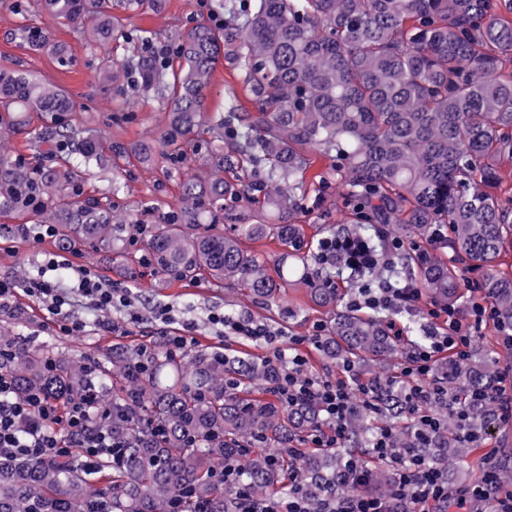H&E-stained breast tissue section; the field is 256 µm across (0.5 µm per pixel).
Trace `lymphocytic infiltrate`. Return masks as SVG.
<instances>
[{
    "mask_svg": "<svg viewBox=\"0 0 512 512\" xmlns=\"http://www.w3.org/2000/svg\"><path fill=\"white\" fill-rule=\"evenodd\" d=\"M404 246L400 239L379 234L371 239L359 234H336L321 240L317 259L320 264L341 268L350 275L363 276L391 267ZM64 261L57 254H45L41 272L28 278L25 293L47 303L56 318V328L64 336H83L88 330L108 331L114 328V315L135 322L140 315L132 310L127 288L103 285L89 267L78 269L70 286L54 279V271L63 269ZM87 299L96 312L94 321L74 317L71 313L76 299ZM422 292L416 282H392L382 278L358 286L348 298L356 310L369 309L388 314L416 312ZM423 342L407 347L400 362V375L385 381H365L352 364H344L340 377L322 378L311 374L302 353L304 344H319L323 325L313 327L310 336H293L287 347L274 351L280 370L275 393L283 402L295 405L315 403L323 416V424L311 434L308 444L313 448L342 447L348 433V418L356 409L377 413L384 391L398 388L401 401L413 418V447L399 449L391 427L381 426L372 435L369 452L372 458L391 462L394 480L387 493L369 491L371 473L362 459L347 460L346 467L357 493L348 498L324 501L313 507L304 496L297 473L288 477V491L267 502L253 506L252 512H473L475 502L486 503V512H512V493L501 494L496 464H488L480 485L452 492L448 479L434 469L419 449L440 429L443 415L452 416L463 429V440L474 448L490 441L489 432H470L465 400L450 386L449 376L439 374L438 356L447 352L455 359L468 358L474 343V332L490 318L489 308L472 300L468 314L447 304L428 312ZM89 396L71 401L67 409L46 395L35 394L18 399L10 377L0 374V458L56 461L70 456L71 446L82 450L85 467H93L103 458L118 460L112 431L105 422L94 421Z\"/></svg>",
    "mask_w": 512,
    "mask_h": 512,
    "instance_id": "lymphocytic-infiltrate-1",
    "label": "lymphocytic infiltrate"
}]
</instances>
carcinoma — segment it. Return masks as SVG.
Here are the masks:
<instances>
[{
	"label": "carcinoma",
	"instance_id": "1",
	"mask_svg": "<svg viewBox=\"0 0 512 512\" xmlns=\"http://www.w3.org/2000/svg\"><path fill=\"white\" fill-rule=\"evenodd\" d=\"M155 2L14 0L19 13L34 6L81 28L98 47L139 43L124 59L104 56L99 74L118 94L127 86L152 93L165 122L156 146L100 141L65 90L0 68V216L51 224L59 249L95 243L119 252L127 267L136 257L120 244L142 238L158 273L243 288L268 309L290 286L334 309L338 289L309 276L300 216L319 211L337 185L351 224H385L423 244L435 225H446L452 261L422 247L409 255L420 286L455 303L463 272L482 271L478 288L493 307L494 328L512 330V0H214L223 24L200 22L170 36L176 68L152 50L153 31L124 24ZM22 37L60 65L72 63L42 29L26 26ZM221 58L237 72L249 107L233 94L223 112L206 111ZM44 117L50 123L29 134L27 155L4 152L5 135ZM315 150L332 164L310 179ZM131 155L181 173L183 205L148 222L116 214L111 197L125 188L123 169L103 159ZM93 165L105 173L97 194L84 188L83 172ZM267 239L280 246L270 262L249 249ZM16 321L18 311L4 307L0 340L9 351L0 372L14 376L15 395L40 390L63 405L93 383L96 411L122 444V458L101 459L92 470L78 465V448L51 463L2 458L0 512H93L102 501L110 512H177L185 499L205 512H241L237 491L216 475L237 459L258 499L290 467L315 506L354 490L341 450L288 456L322 418L313 405L269 399L278 381L273 362L217 348L175 356L122 344L89 359L19 344ZM323 348L326 358L374 378L397 352L383 318L351 310L334 317ZM456 366L466 395L491 390L498 377L482 359ZM468 412L472 428H487L496 406L482 401ZM348 430L363 437L366 414H353ZM455 434L447 416L419 452L449 472L472 452ZM250 443L258 451L243 454ZM274 454L280 460L272 464Z\"/></svg>",
	"mask_w": 512,
	"mask_h": 512
}]
</instances>
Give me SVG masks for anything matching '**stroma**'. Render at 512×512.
Listing matches in <instances>:
<instances>
[{
	"mask_svg": "<svg viewBox=\"0 0 512 512\" xmlns=\"http://www.w3.org/2000/svg\"><path fill=\"white\" fill-rule=\"evenodd\" d=\"M10 3L11 0H0V67H20L46 84L66 89L80 111L89 116L91 126L102 129L109 138L136 145L156 137L164 124L160 103L143 97L125 99L102 84L95 68L104 54L103 49L88 46L77 28L43 18L42 25L51 38L65 44L75 59L74 66L62 68L50 54L29 49L20 35L21 16ZM211 19L207 0H163L161 8L131 15L127 25L157 32V44L164 47L168 44L166 34L169 30ZM129 170L126 188L112 199L114 211L134 215L148 206L165 211L179 204L178 175L166 178L159 171L136 163L131 164ZM55 249L53 238L37 241L28 234H12L8 241L0 243V279L24 283L28 277L36 275L41 253ZM75 262L92 266L105 283L128 288L131 305L140 313V320L135 323L118 321L116 331L111 333L94 331L87 336H61L52 326V315L47 306L31 300L20 291L10 304L24 315V322L17 326L16 333L30 345L49 342L72 354L89 358L111 350L113 344L120 342L159 345L165 341L166 327L155 321L153 312L157 308L168 307L175 323H195V349L220 347L269 359L274 348L220 332L210 324L209 314L220 310L263 323L277 332V346L282 348L287 347L289 337L308 335L314 323L329 321L325 310L314 307L301 288L288 289L279 307L267 311L254 303L243 290L223 287L201 277L193 280L169 278L154 273L141 261L133 264L129 271L118 270L112 264L111 254L98 250L92 244L80 249ZM509 455H512V423L499 426L489 447L475 449L460 461L459 476L451 480V487L477 484L482 476L485 457L502 459Z\"/></svg>",
	"mask_w": 512,
	"mask_h": 512,
	"instance_id": "35a3bbf8",
	"label": "stroma"
}]
</instances>
